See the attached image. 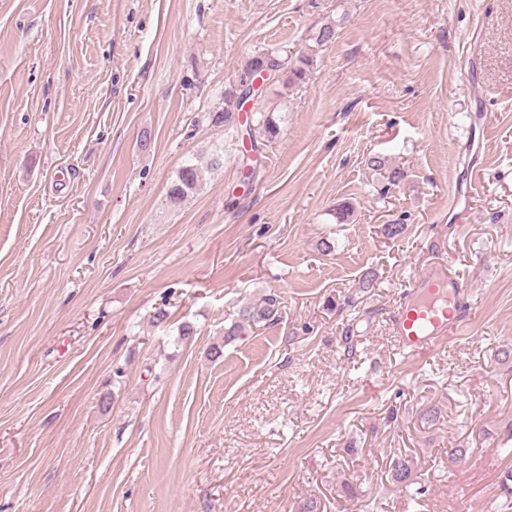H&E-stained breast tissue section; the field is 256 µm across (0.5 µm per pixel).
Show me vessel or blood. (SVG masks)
I'll use <instances>...</instances> for the list:
<instances>
[{
  "instance_id": "vessel-or-blood-1",
  "label": "vessel or blood",
  "mask_w": 512,
  "mask_h": 512,
  "mask_svg": "<svg viewBox=\"0 0 512 512\" xmlns=\"http://www.w3.org/2000/svg\"><path fill=\"white\" fill-rule=\"evenodd\" d=\"M471 308L469 283L437 263L407 283L391 313V327L400 348L416 357L460 333Z\"/></svg>"
}]
</instances>
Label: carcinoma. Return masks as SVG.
Here are the masks:
<instances>
[{"instance_id":"carcinoma-1","label":"carcinoma","mask_w":512,"mask_h":512,"mask_svg":"<svg viewBox=\"0 0 512 512\" xmlns=\"http://www.w3.org/2000/svg\"><path fill=\"white\" fill-rule=\"evenodd\" d=\"M312 58L302 55L295 61H288L269 52L262 51L254 55L245 66L244 76L237 91H230L225 95L224 111L212 116L215 124L233 125L236 110L243 107L250 98L255 97L261 89L253 87L256 79L263 77V71L268 69L278 77H286L288 86L298 87L306 82ZM252 141L263 140L270 142L279 134V127L275 120L267 115L255 119V125L249 128ZM202 168L188 161L183 165L168 190V197L173 204L181 203L189 193L196 189L202 180ZM278 304L277 298L269 295L261 302L250 304L240 310L238 320L224 332L230 338L240 335L246 328L257 324L275 320ZM413 463L405 456H398L392 462V476L397 483L406 482L412 473ZM504 501L500 505L502 512H512V469L503 473L501 481Z\"/></svg>"}]
</instances>
